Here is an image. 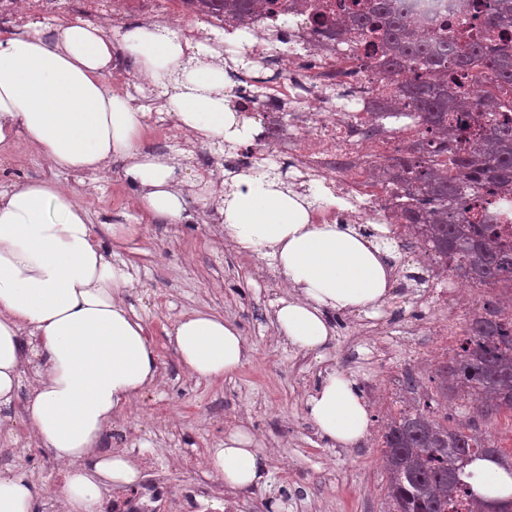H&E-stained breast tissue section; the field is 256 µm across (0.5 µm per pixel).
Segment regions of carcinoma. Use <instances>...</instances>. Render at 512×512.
Listing matches in <instances>:
<instances>
[{
    "instance_id": "obj_1",
    "label": "carcinoma",
    "mask_w": 512,
    "mask_h": 512,
    "mask_svg": "<svg viewBox=\"0 0 512 512\" xmlns=\"http://www.w3.org/2000/svg\"><path fill=\"white\" fill-rule=\"evenodd\" d=\"M225 14L240 16L265 0H223ZM414 5L405 0H345L336 17H319L330 35L351 28L364 36L366 69L394 80L376 111L403 104L416 112L426 140L382 169L385 181L406 186L414 202L400 218L422 229L435 252L465 281L512 284V256L496 244L489 215L458 206L466 193L494 194L512 186V0H489L482 30L461 41L448 38V17L417 34ZM443 391L512 413V324L496 312L472 319L459 350L437 369ZM387 476L385 512H454L460 495L470 512H512V497L479 498L473 491L478 459L512 476V455L490 437L443 426L424 411L391 417L382 436Z\"/></svg>"
}]
</instances>
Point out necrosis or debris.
I'll return each mask as SVG.
<instances>
[{
    "instance_id": "4bbe7bcc",
    "label": "necrosis or debris",
    "mask_w": 512,
    "mask_h": 512,
    "mask_svg": "<svg viewBox=\"0 0 512 512\" xmlns=\"http://www.w3.org/2000/svg\"><path fill=\"white\" fill-rule=\"evenodd\" d=\"M199 0H0V22L21 23L35 13L51 19L75 9L94 20L120 23L129 16L165 18L184 23L198 14ZM277 7L238 22L248 33V54L263 72L265 91L254 98L238 86L239 106L247 118L259 120L265 145L288 156V168L320 177L330 203L313 212L317 224H382L387 234L402 239L407 225L397 217L403 203L395 188L377 177L376 159L399 142L419 140L423 128L415 112L391 114L376 124L373 105L390 87L359 62L364 45L357 34L338 40L317 25L316 15L336 11V0H276ZM373 137H365L368 125ZM467 207L493 215L499 239L512 245V190L484 199L469 196ZM142 477L135 488L116 497L103 496L100 512H161L171 502L173 512H248L244 502L225 494L222 486L201 477L171 497L170 481L150 458L132 448Z\"/></svg>"
}]
</instances>
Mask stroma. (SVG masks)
Here are the masks:
<instances>
[{
  "label": "stroma",
  "instance_id": "35a3bbf8",
  "mask_svg": "<svg viewBox=\"0 0 512 512\" xmlns=\"http://www.w3.org/2000/svg\"><path fill=\"white\" fill-rule=\"evenodd\" d=\"M126 64L124 74L107 75L112 90L135 102L162 106L163 95L142 81L138 63L130 58ZM161 151L184 164L186 211L179 224L142 211L122 159H113L100 175L70 174L49 167L26 143L0 145V190L24 182H59L73 189L90 224L104 225L100 244L128 276L117 296L141 319L157 352L156 383L142 393L136 409L113 417L102 447L121 444L153 452L156 466L168 469L171 490L177 493L195 480L199 459L223 443L228 431L247 426L267 457V482L255 491L266 512H385L380 435L385 419L402 411L431 408L439 421L466 425L512 451V421L504 414H477L456 397L437 392L433 351L458 346L460 339L455 334L434 336L430 324L437 318L454 331L464 329L478 308H430L436 285L426 271L427 261L410 246L391 245V291L378 309L327 311L333 339L317 352L296 351L275 330L274 306L288 294L275 262L225 246L212 222L221 194H199L198 182L209 176L199 155L219 154L228 160L234 147L199 141L190 148L173 138ZM124 224L137 225V234L124 235ZM198 312L224 317L250 346L247 361L233 376L197 379L180 364L170 335L178 321ZM21 341V393L11 406L0 407V426L11 429L25 450L11 451L0 441V477L26 475L41 500L57 481L50 467H33L27 454L31 448L44 453L45 447L31 429L25 394L28 379L41 371L42 358L32 336L22 334ZM335 371L354 381L371 417L369 436L351 447L322 437L306 416L308 399Z\"/></svg>",
  "mask_w": 512,
  "mask_h": 512
}]
</instances>
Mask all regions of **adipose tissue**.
<instances>
[{"instance_id":"1","label":"adipose tissue","mask_w":512,"mask_h":512,"mask_svg":"<svg viewBox=\"0 0 512 512\" xmlns=\"http://www.w3.org/2000/svg\"><path fill=\"white\" fill-rule=\"evenodd\" d=\"M54 38L42 30L0 35V144L38 147L56 170L102 171L112 157L142 209L178 224L185 212L175 159L140 148L146 118L105 81L116 52L135 57L193 138L237 143L249 134L225 105L224 57L166 27L137 25L112 38L104 28L63 18ZM220 213L224 236L239 250L272 258L298 295L280 299L281 337L296 350H322L332 329L325 312L375 310L392 268L387 249L360 224H316L309 196L276 176L226 171ZM127 283L96 239L73 192L42 180L0 190V403L19 382V336L31 329L42 344L44 373L26 399L35 432L69 471L57 494L65 512H95L103 487L135 482L122 456L99 443L113 415L157 376V355L141 320L113 293ZM181 365L211 379L234 374L248 356L237 327L197 313L172 333ZM307 417L330 441L349 446L367 435L369 415L354 382L331 374L307 402ZM226 486L265 483L267 458L254 436L236 428L209 457Z\"/></svg>"}]
</instances>
